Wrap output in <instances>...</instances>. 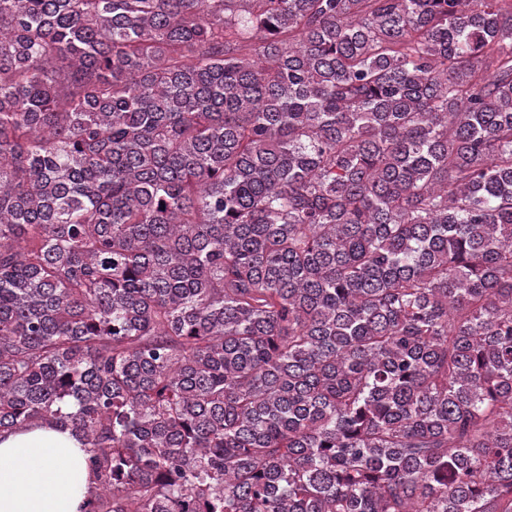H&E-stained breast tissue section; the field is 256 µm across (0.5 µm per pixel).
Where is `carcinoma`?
<instances>
[{
	"label": "carcinoma",
	"mask_w": 512,
	"mask_h": 512,
	"mask_svg": "<svg viewBox=\"0 0 512 512\" xmlns=\"http://www.w3.org/2000/svg\"><path fill=\"white\" fill-rule=\"evenodd\" d=\"M83 512H512V0H0V437ZM88 455L67 431L38 426L0 441V512H82Z\"/></svg>",
	"instance_id": "obj_1"
}]
</instances>
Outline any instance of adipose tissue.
<instances>
[{"label": "adipose tissue", "mask_w": 512, "mask_h": 512, "mask_svg": "<svg viewBox=\"0 0 512 512\" xmlns=\"http://www.w3.org/2000/svg\"><path fill=\"white\" fill-rule=\"evenodd\" d=\"M88 456L67 431L38 426L0 437V512H82Z\"/></svg>", "instance_id": "ef3b65f1"}]
</instances>
